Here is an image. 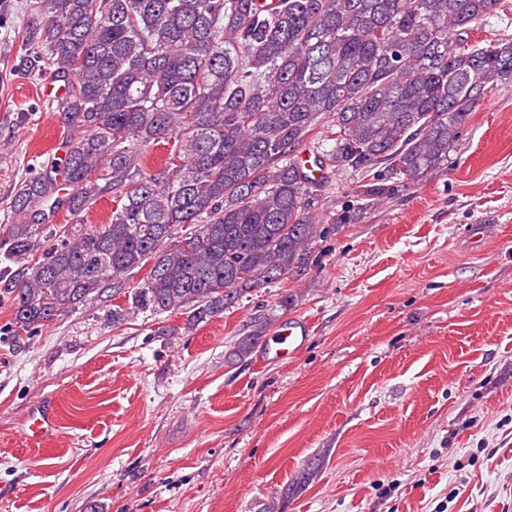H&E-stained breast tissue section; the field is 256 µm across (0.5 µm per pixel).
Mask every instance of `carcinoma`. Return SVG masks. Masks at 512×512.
Masks as SVG:
<instances>
[{"instance_id":"carcinoma-1","label":"carcinoma","mask_w":512,"mask_h":512,"mask_svg":"<svg viewBox=\"0 0 512 512\" xmlns=\"http://www.w3.org/2000/svg\"><path fill=\"white\" fill-rule=\"evenodd\" d=\"M495 9L512 0H36L30 63L68 84L70 133L62 163L18 185L0 239L13 337L146 265L112 325L185 311L194 327L300 275L326 233V170L362 181L338 230L380 202L383 181L448 168L471 112L512 83V38L470 41ZM167 139L154 174L124 147ZM315 139L329 143L318 176L299 158ZM108 190L109 221L76 228ZM61 210L71 224L52 223ZM271 321L232 355L246 359ZM319 469L309 460L285 493Z\"/></svg>"}]
</instances>
